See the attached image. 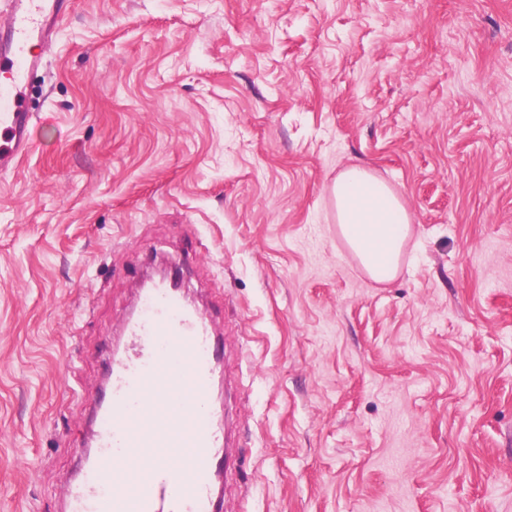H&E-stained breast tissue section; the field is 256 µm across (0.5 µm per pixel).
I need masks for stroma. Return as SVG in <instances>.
I'll return each instance as SVG.
<instances>
[{"label":"stroma","mask_w":512,"mask_h":512,"mask_svg":"<svg viewBox=\"0 0 512 512\" xmlns=\"http://www.w3.org/2000/svg\"><path fill=\"white\" fill-rule=\"evenodd\" d=\"M0 174V512H65L138 282L218 337V512H512V0H71ZM350 166L412 216L336 235ZM331 191L337 224L364 271L377 283L394 281L412 224L402 196L359 166L341 171Z\"/></svg>","instance_id":"stroma-1"}]
</instances>
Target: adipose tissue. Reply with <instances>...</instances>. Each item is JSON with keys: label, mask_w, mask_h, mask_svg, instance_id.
Here are the masks:
<instances>
[{"label": "adipose tissue", "mask_w": 512, "mask_h": 512, "mask_svg": "<svg viewBox=\"0 0 512 512\" xmlns=\"http://www.w3.org/2000/svg\"><path fill=\"white\" fill-rule=\"evenodd\" d=\"M332 195L341 233L364 271L377 283L394 281L412 224L402 196L359 166L337 175Z\"/></svg>", "instance_id": "1"}]
</instances>
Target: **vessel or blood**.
Returning <instances> with one entry per match:
<instances>
[{"mask_svg":"<svg viewBox=\"0 0 512 512\" xmlns=\"http://www.w3.org/2000/svg\"><path fill=\"white\" fill-rule=\"evenodd\" d=\"M67 9L68 0H0L1 174L32 149L27 90ZM125 333L139 352L111 364L97 451L70 487L67 512H216L214 474L234 461L204 406L216 365L208 324L157 281Z\"/></svg>","mask_w":512,"mask_h":512,"instance_id":"b4317fda","label":"vessel or blood"}]
</instances>
